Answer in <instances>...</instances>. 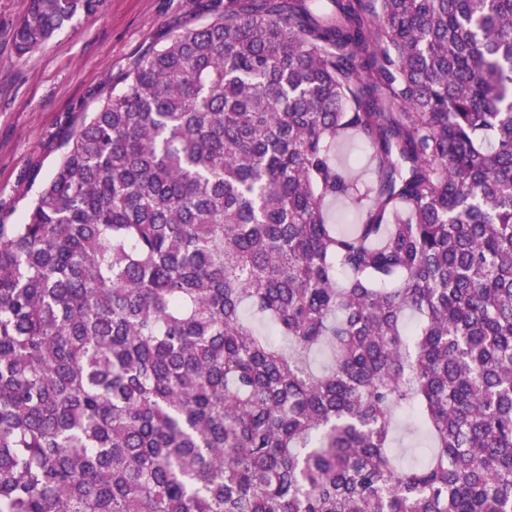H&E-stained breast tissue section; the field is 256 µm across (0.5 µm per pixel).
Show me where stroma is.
I'll return each instance as SVG.
<instances>
[{
  "label": "stroma",
  "mask_w": 512,
  "mask_h": 512,
  "mask_svg": "<svg viewBox=\"0 0 512 512\" xmlns=\"http://www.w3.org/2000/svg\"><path fill=\"white\" fill-rule=\"evenodd\" d=\"M207 0H106L42 51L13 46L20 0H0V221L17 224L52 174L82 113L118 92L117 77L152 45L201 23Z\"/></svg>",
  "instance_id": "obj_1"
}]
</instances>
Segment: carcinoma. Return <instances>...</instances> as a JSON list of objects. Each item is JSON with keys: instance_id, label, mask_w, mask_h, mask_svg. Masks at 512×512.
Segmentation results:
<instances>
[{"instance_id": "carcinoma-1", "label": "carcinoma", "mask_w": 512, "mask_h": 512, "mask_svg": "<svg viewBox=\"0 0 512 512\" xmlns=\"http://www.w3.org/2000/svg\"><path fill=\"white\" fill-rule=\"evenodd\" d=\"M209 13L0 223V512H512V0ZM395 447L398 448L405 463H412L421 459L418 448H424L426 445L423 443L421 436L411 435L403 430H398L396 432Z\"/></svg>"}]
</instances>
